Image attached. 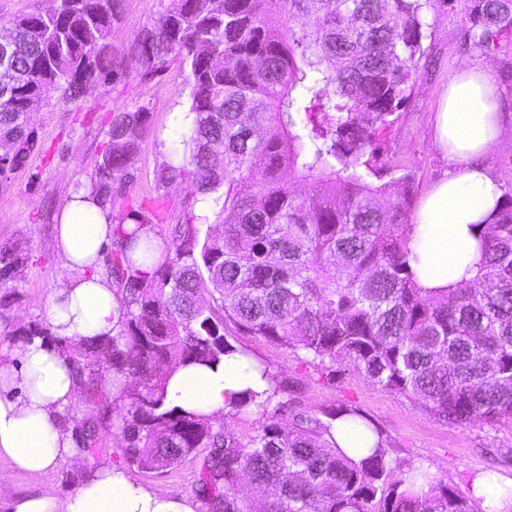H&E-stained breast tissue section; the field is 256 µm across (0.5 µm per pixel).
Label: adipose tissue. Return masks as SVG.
I'll return each mask as SVG.
<instances>
[{"mask_svg":"<svg viewBox=\"0 0 512 512\" xmlns=\"http://www.w3.org/2000/svg\"><path fill=\"white\" fill-rule=\"evenodd\" d=\"M503 130L499 91L484 70L460 71L443 92L435 141L450 167L423 194L414 214L411 247L417 280L426 289L451 288L475 277L478 234L501 199L493 171L480 164ZM115 226L109 205L89 184L72 188L56 226L58 250L72 275L55 288L47 309L53 337L82 342L115 335L120 299L101 271ZM265 391L256 359L225 356L215 369L179 370L166 387L170 404L214 414L245 389ZM77 401L70 366L41 338L0 350V459L30 474L74 459L78 451L63 414ZM9 512H194L191 504L158 494L103 463L76 491L58 499L48 491L15 497Z\"/></svg>","mask_w":512,"mask_h":512,"instance_id":"1","label":"adipose tissue"}]
</instances>
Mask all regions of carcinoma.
I'll list each match as a JSON object with an SVG mask.
<instances>
[{
  "mask_svg": "<svg viewBox=\"0 0 512 512\" xmlns=\"http://www.w3.org/2000/svg\"><path fill=\"white\" fill-rule=\"evenodd\" d=\"M123 2L60 0L54 14L0 26L14 79L0 93V146L14 148L0 157V176L37 147L30 99L59 91L74 100L109 69L106 41ZM427 2L169 0L138 32L131 55L142 75L177 58L190 89L192 124L156 181L222 193L224 231L202 237L204 216L188 215L150 273L114 242L105 267L122 306L112 337L72 343L43 322L17 329L57 346L95 410L74 432L85 457L116 425L133 469L165 470L207 448L198 476L206 512H472L460 490L390 458L381 432L351 406L324 411L325 422H282L284 387L267 365L268 389L243 391L226 412L267 417L246 443L212 415L167 405L165 394L175 371L219 366L238 352L229 337L246 335L301 355L328 380L351 363L444 420L512 424V188L481 231L476 277L427 290L410 265L414 175L378 185L365 177L376 173L379 132L408 99ZM467 23L473 45L490 52L512 34V0H471ZM148 125L141 107L113 116L91 178L103 202L131 178ZM125 217L136 227L121 220L118 235L139 238L142 214ZM22 265L15 247L0 245L1 282ZM343 417L376 435L358 462L327 439Z\"/></svg>",
  "mask_w": 512,
  "mask_h": 512,
  "instance_id": "cac0c4a2",
  "label": "carcinoma"
}]
</instances>
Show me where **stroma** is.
Listing matches in <instances>:
<instances>
[{
  "mask_svg": "<svg viewBox=\"0 0 512 512\" xmlns=\"http://www.w3.org/2000/svg\"><path fill=\"white\" fill-rule=\"evenodd\" d=\"M167 4L168 0H124L108 38L110 73L96 80L78 101H64L57 92L47 95L33 115L36 150L22 167L0 178V243L17 246L25 258L16 278L0 285V297L8 300L16 325L45 320L53 288L69 274L56 246V217L72 184L90 179L98 154L109 143L115 114L142 107L150 123L133 159L132 179L112 203L113 214L140 210L154 232L168 238L189 209V185L165 189L155 180L188 105L186 75L174 60L164 71L142 76L129 54L136 34L151 25ZM469 4L470 0H429L422 39L425 53L409 98L377 140L384 160L412 170L419 196L450 166L433 138L436 109L449 81L466 67H481L499 90L504 129L482 162L494 171L499 186L512 182V36H503L488 54L475 48L465 23ZM231 342L295 385L292 404L307 415L320 416L323 409L343 402L356 406L388 438L393 459L426 467L464 493L475 477L488 473L498 484H512V426L454 424L372 385L352 365L337 367L335 380L329 382L290 350L250 336H235ZM205 454L200 448L175 468L133 471L129 477L160 494L187 499L195 512H205L197 492L199 463ZM86 469V462L79 459L28 475L0 459V512H5V501L22 493L49 490L61 498L69 496L78 486L77 475Z\"/></svg>",
  "mask_w": 512,
  "mask_h": 512,
  "instance_id": "35a3bbf8",
  "label": "stroma"
}]
</instances>
